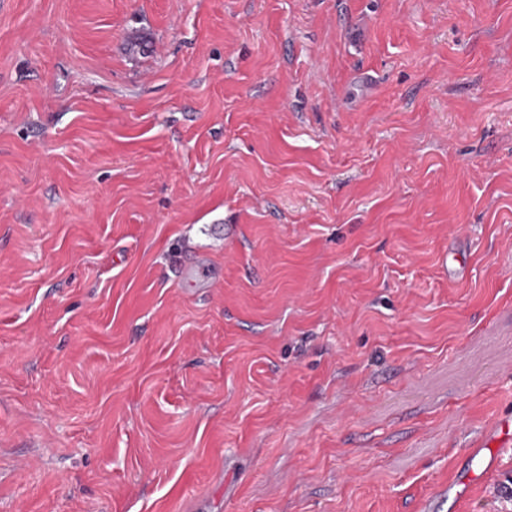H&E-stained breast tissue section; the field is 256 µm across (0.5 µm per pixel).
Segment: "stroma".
I'll return each instance as SVG.
<instances>
[{
	"label": "stroma",
	"instance_id": "35a3bbf8",
	"mask_svg": "<svg viewBox=\"0 0 512 512\" xmlns=\"http://www.w3.org/2000/svg\"><path fill=\"white\" fill-rule=\"evenodd\" d=\"M510 403L512 0H0V512H417Z\"/></svg>",
	"mask_w": 512,
	"mask_h": 512
}]
</instances>
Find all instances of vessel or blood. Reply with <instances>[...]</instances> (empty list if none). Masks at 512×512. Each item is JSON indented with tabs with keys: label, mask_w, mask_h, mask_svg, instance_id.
Returning <instances> with one entry per match:
<instances>
[{
	"label": "vessel or blood",
	"mask_w": 512,
	"mask_h": 512,
	"mask_svg": "<svg viewBox=\"0 0 512 512\" xmlns=\"http://www.w3.org/2000/svg\"><path fill=\"white\" fill-rule=\"evenodd\" d=\"M512 439V420L500 418L486 424L482 434L473 442L462 458L458 469L459 477L453 478L448 484L440 486L430 497L421 503L420 512H439L442 503L448 495L456 498H466L470 492L471 483L476 476H490L497 467L493 458H485L482 454L489 445H504L505 441Z\"/></svg>",
	"instance_id": "obj_1"
}]
</instances>
